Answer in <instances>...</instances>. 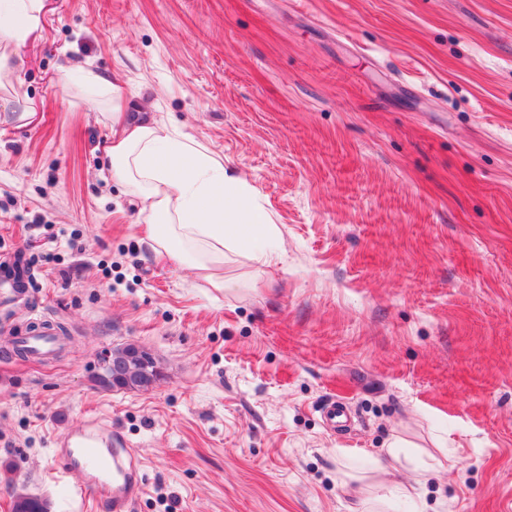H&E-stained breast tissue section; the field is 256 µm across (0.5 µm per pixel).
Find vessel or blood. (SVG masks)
<instances>
[{
  "label": "vessel or blood",
  "mask_w": 512,
  "mask_h": 512,
  "mask_svg": "<svg viewBox=\"0 0 512 512\" xmlns=\"http://www.w3.org/2000/svg\"><path fill=\"white\" fill-rule=\"evenodd\" d=\"M59 476L83 475L81 493L99 497L108 512H132L142 492L140 466L110 424L97 421L60 442L55 453Z\"/></svg>",
  "instance_id": "1"
}]
</instances>
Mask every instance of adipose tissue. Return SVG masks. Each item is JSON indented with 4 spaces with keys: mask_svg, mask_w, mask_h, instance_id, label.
Here are the masks:
<instances>
[{
    "mask_svg": "<svg viewBox=\"0 0 512 512\" xmlns=\"http://www.w3.org/2000/svg\"><path fill=\"white\" fill-rule=\"evenodd\" d=\"M45 0H0V88L10 86L17 47L39 28ZM109 172L136 196L152 250L172 266L189 267L213 287L234 291L224 262L256 267L281 259L280 230L256 190L195 139L153 118H134L112 95Z\"/></svg>",
    "mask_w": 512,
    "mask_h": 512,
    "instance_id": "adipose-tissue-1",
    "label": "adipose tissue"
}]
</instances>
